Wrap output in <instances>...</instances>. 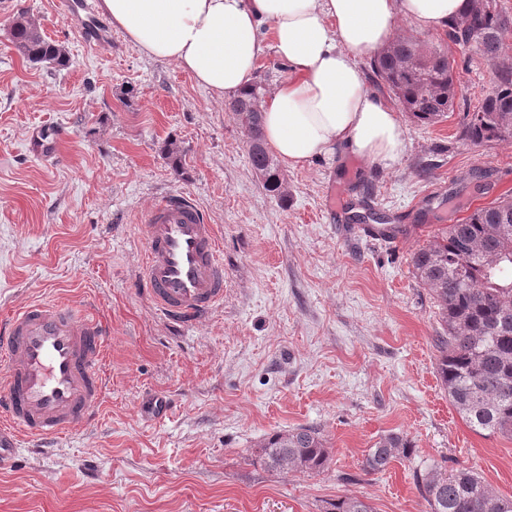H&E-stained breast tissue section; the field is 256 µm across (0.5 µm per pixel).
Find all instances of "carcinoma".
Returning a JSON list of instances; mask_svg holds the SVG:
<instances>
[{"instance_id":"cac0c4a2","label":"carcinoma","mask_w":512,"mask_h":512,"mask_svg":"<svg viewBox=\"0 0 512 512\" xmlns=\"http://www.w3.org/2000/svg\"><path fill=\"white\" fill-rule=\"evenodd\" d=\"M507 21L496 0H469L467 12L448 26L445 44L424 45L397 38L371 62L373 73L398 99L403 111L432 124L459 105L453 48L473 52L495 67V90L466 113L462 137L473 145L512 138V66L505 52ZM12 41L32 63L64 66L62 46L45 38L23 16L13 20ZM261 84L227 104L247 133L252 169L265 191L284 196L278 164L264 143ZM417 276L434 293L446 335L436 339L437 373L448 399L474 430L512 436V199L475 209L462 224H450L412 257ZM408 437L392 433L370 449L367 466L383 471L397 457L409 458ZM267 469L316 473L331 460L320 433L307 426L275 432L255 450ZM429 512H512V499L496 494L471 471L444 474L433 468L416 475ZM331 512H373L364 500L336 501Z\"/></svg>"}]
</instances>
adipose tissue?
<instances>
[{
	"label": "adipose tissue",
	"instance_id": "adipose-tissue-1",
	"mask_svg": "<svg viewBox=\"0 0 512 512\" xmlns=\"http://www.w3.org/2000/svg\"><path fill=\"white\" fill-rule=\"evenodd\" d=\"M113 28L148 58L175 64L212 97L251 89L274 51L288 68L262 103L266 143L299 169L342 151L391 166L403 153L396 112L360 68L405 21L439 32L466 0H102Z\"/></svg>",
	"mask_w": 512,
	"mask_h": 512
}]
</instances>
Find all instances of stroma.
<instances>
[{"instance_id":"35a3bbf8","label":"stroma","mask_w":512,"mask_h":512,"mask_svg":"<svg viewBox=\"0 0 512 512\" xmlns=\"http://www.w3.org/2000/svg\"><path fill=\"white\" fill-rule=\"evenodd\" d=\"M0 8V319L33 300L86 304L106 326L109 385L95 424L48 446L21 440L0 469V512H329L359 497L374 512H428L416 471L479 475L512 499V437L475 431L436 372L443 332L413 254L473 210L512 197V139L461 140L465 112L493 87L489 62L460 72L461 107L433 124L401 112L391 167L352 156L284 170L266 192L226 102L113 32L84 48L58 0ZM61 43L68 63L27 61L18 16ZM62 134L59 159L28 150ZM182 154L167 159L166 145ZM491 171L477 187L475 169ZM167 193L195 197L220 231L228 288L196 324H170L139 283L142 221ZM393 218L354 224L362 203ZM319 430V473L254 464L267 434ZM401 433L411 458H366Z\"/></svg>"}]
</instances>
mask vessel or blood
I'll return each mask as SVG.
<instances>
[{"instance_id": "1", "label": "vessel or blood", "mask_w": 512, "mask_h": 512, "mask_svg": "<svg viewBox=\"0 0 512 512\" xmlns=\"http://www.w3.org/2000/svg\"><path fill=\"white\" fill-rule=\"evenodd\" d=\"M64 18H80L81 42L104 50L108 26L97 0H59ZM35 155L58 154L55 132L31 141ZM145 253L140 281L157 310L177 323H192L224 301L227 282L216 225L194 197H161L143 224ZM105 330L88 307L33 301L0 323V460L20 439L44 441L91 424L105 390L101 370Z\"/></svg>"}]
</instances>
